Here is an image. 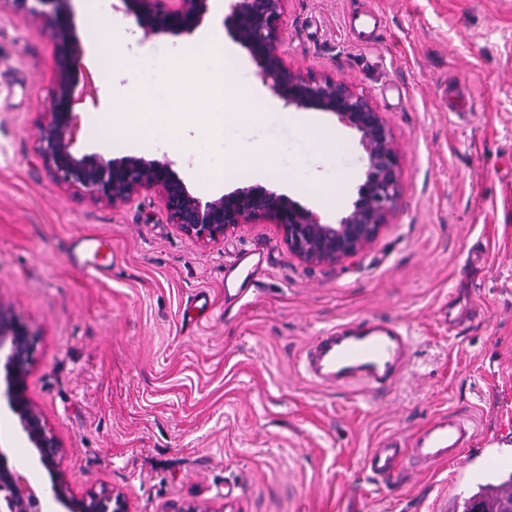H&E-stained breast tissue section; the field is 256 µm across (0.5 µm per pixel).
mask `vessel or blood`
I'll use <instances>...</instances> for the list:
<instances>
[{
	"label": "vessel or blood",
	"instance_id": "obj_1",
	"mask_svg": "<svg viewBox=\"0 0 512 512\" xmlns=\"http://www.w3.org/2000/svg\"><path fill=\"white\" fill-rule=\"evenodd\" d=\"M86 258L83 268L104 273L112 267V242L103 237L79 239ZM264 257L257 250H244L225 267L236 295L260 285ZM414 354V339L397 321L360 319L322 332L307 347L302 360L304 375L324 388L359 386L378 393L392 386L408 369ZM476 437L471 417L446 414L424 422L407 439L389 440L367 453L363 468L372 477L387 481L400 470L414 473L430 470L470 447Z\"/></svg>",
	"mask_w": 512,
	"mask_h": 512
}]
</instances>
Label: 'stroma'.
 <instances>
[{"mask_svg": "<svg viewBox=\"0 0 512 512\" xmlns=\"http://www.w3.org/2000/svg\"><path fill=\"white\" fill-rule=\"evenodd\" d=\"M211 0L190 36L143 39L134 13L72 0L97 103L78 112L75 148L110 160L170 162L207 201L242 184L286 194L330 223L356 197L364 152L326 112L286 121ZM235 83L238 122L213 139L185 90L200 87L213 32ZM109 45L114 61L96 51ZM281 51L303 75L368 95L400 152L401 197L377 238L335 264L304 263L274 224H240L200 242L172 224L157 193L112 206L56 182L38 152L59 55L48 21L0 6V303L35 335L28 395L61 447L73 495L120 493L127 512H444L479 483L512 473V0H288ZM176 67L159 82L155 64ZM460 86L465 112L440 98ZM151 116L102 138L106 112ZM260 121H252L254 111ZM336 145L325 154L317 144ZM269 154L246 178L219 174ZM111 239L109 274L83 270L71 241ZM257 249L258 290L224 297V265ZM210 306L192 308L197 292ZM370 317L400 320L415 354L388 392L324 389L298 363L323 330ZM453 411L501 435L491 468L464 449L394 487L363 462ZM0 448L49 484L9 413Z\"/></svg>", "mask_w": 512, "mask_h": 512, "instance_id": "stroma-1", "label": "stroma"}]
</instances>
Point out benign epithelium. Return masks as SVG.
Segmentation results:
<instances>
[{
	"mask_svg": "<svg viewBox=\"0 0 512 512\" xmlns=\"http://www.w3.org/2000/svg\"><path fill=\"white\" fill-rule=\"evenodd\" d=\"M50 7L49 34L62 54L49 102L50 120L41 130L39 150L49 173L59 182L82 188L114 206L155 191L172 223L187 235L212 240L239 224L265 221L283 232L289 250L305 262L336 263L358 255L379 234L396 209L400 194L399 153L383 113L347 83L325 76L304 77L292 70L280 50L288 0H230L229 20L237 43L258 67V76L283 105L295 110L331 113L355 131L366 165L357 197L333 224L321 222L307 208L263 185L234 189L202 201L167 161L128 155L105 160L79 155L76 107L96 100L90 77L82 73L81 38L67 20L71 0H37ZM137 7L144 37L161 33L190 35L209 11L210 0H122ZM33 335L25 323L0 306V371L3 398L20 431L35 450L34 459L52 474L48 486H33L0 450V512H125L119 494L73 496L60 470L61 449L27 396L26 375Z\"/></svg>",
	"mask_w": 512,
	"mask_h": 512,
	"instance_id": "1",
	"label": "benign epithelium"
}]
</instances>
